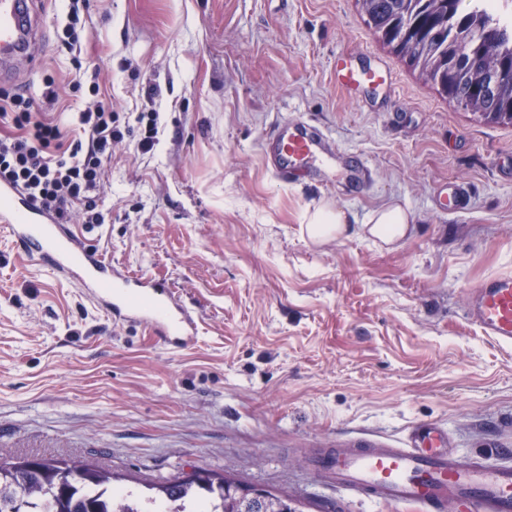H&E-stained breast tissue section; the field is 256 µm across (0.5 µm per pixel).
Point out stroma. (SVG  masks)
Masks as SVG:
<instances>
[{
	"mask_svg": "<svg viewBox=\"0 0 512 512\" xmlns=\"http://www.w3.org/2000/svg\"><path fill=\"white\" fill-rule=\"evenodd\" d=\"M64 0H31L34 65L0 95L54 90L73 140L97 102L159 113L112 148L105 223L73 221L86 246L164 281L197 312L196 342L164 345L113 322L69 277L0 232V456L86 458L123 477L196 469L305 502L304 512H414L372 503L308 467L325 448L396 447L436 424L451 448L512 462V345L465 315L486 277L512 273V126L448 102L367 26L357 0H89L82 52L98 94H73L59 41ZM393 83L354 95L337 53ZM327 134L339 165L309 180L272 171L281 119ZM469 195L441 211V185ZM342 208L347 230L314 243L305 216ZM399 204L395 246L363 233Z\"/></svg>",
	"mask_w": 512,
	"mask_h": 512,
	"instance_id": "stroma-1",
	"label": "stroma"
}]
</instances>
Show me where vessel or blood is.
Wrapping results in <instances>:
<instances>
[{
	"mask_svg": "<svg viewBox=\"0 0 512 512\" xmlns=\"http://www.w3.org/2000/svg\"><path fill=\"white\" fill-rule=\"evenodd\" d=\"M35 39L28 0H0V58L31 59ZM387 82L385 69H357L345 55H337L340 88L352 91ZM325 141L309 123H275L267 139L275 174L295 180L314 166L329 164L333 155ZM0 231L42 266L70 275L112 320L145 326L177 349L193 343L198 332L193 308L159 281L123 274L7 183L0 184ZM466 316L485 335L512 345V275L486 278L475 288ZM315 465L326 481L369 500L405 503L423 512H512V463L490 466L462 459L435 424L414 427L399 448L370 443L327 449Z\"/></svg>",
	"mask_w": 512,
	"mask_h": 512,
	"instance_id": "1",
	"label": "vessel or blood"
}]
</instances>
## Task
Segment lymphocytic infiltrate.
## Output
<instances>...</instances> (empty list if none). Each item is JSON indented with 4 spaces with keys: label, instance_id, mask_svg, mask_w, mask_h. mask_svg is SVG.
<instances>
[{
    "label": "lymphocytic infiltrate",
    "instance_id": "1",
    "mask_svg": "<svg viewBox=\"0 0 512 512\" xmlns=\"http://www.w3.org/2000/svg\"><path fill=\"white\" fill-rule=\"evenodd\" d=\"M39 109L31 96L0 98V123L18 131L16 137L0 139V182L13 184L60 223H70L76 213L84 223H103L96 192L112 146L123 138L119 113L101 102L79 112L80 137L67 145L58 123L35 119Z\"/></svg>",
    "mask_w": 512,
    "mask_h": 512
}]
</instances>
